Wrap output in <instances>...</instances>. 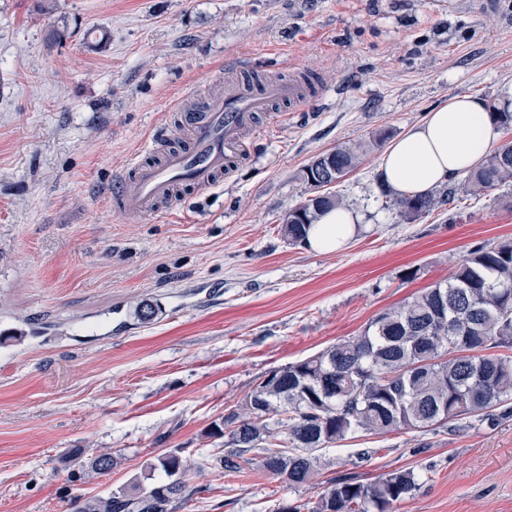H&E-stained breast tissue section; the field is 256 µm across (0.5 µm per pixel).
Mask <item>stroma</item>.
Returning a JSON list of instances; mask_svg holds the SVG:
<instances>
[{
    "label": "stroma",
    "instance_id": "obj_1",
    "mask_svg": "<svg viewBox=\"0 0 512 512\" xmlns=\"http://www.w3.org/2000/svg\"><path fill=\"white\" fill-rule=\"evenodd\" d=\"M230 54L317 74L325 94L262 125L211 195L119 216L102 188L149 131L181 136L185 92L207 95ZM512 88V0H0V512H74L163 449L195 494L174 512H278L321 488L211 462L216 428L265 376L450 278L512 238V185L413 222L380 192L377 161L449 97ZM366 152L334 190L365 216L317 254L281 232L330 149ZM416 278H409L410 270ZM153 319L135 318L142 304ZM122 463L104 475L103 451ZM324 478L398 468L423 485L393 512H512V416L450 429L363 432L323 452Z\"/></svg>",
    "mask_w": 512,
    "mask_h": 512
}]
</instances>
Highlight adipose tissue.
Returning a JSON list of instances; mask_svg holds the SVG:
<instances>
[{"label": "adipose tissue", "mask_w": 512, "mask_h": 512, "mask_svg": "<svg viewBox=\"0 0 512 512\" xmlns=\"http://www.w3.org/2000/svg\"><path fill=\"white\" fill-rule=\"evenodd\" d=\"M499 134L485 100L455 95L395 139L379 157L378 169L395 194H424L479 167ZM363 220L361 212L350 207L328 210L313 224L306 246L319 254L342 250Z\"/></svg>", "instance_id": "adipose-tissue-1"}]
</instances>
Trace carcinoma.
<instances>
[{
	"instance_id": "1",
	"label": "carcinoma",
	"mask_w": 512,
	"mask_h": 512,
	"mask_svg": "<svg viewBox=\"0 0 512 512\" xmlns=\"http://www.w3.org/2000/svg\"><path fill=\"white\" fill-rule=\"evenodd\" d=\"M362 147L345 145L315 157L306 179L316 194L288 210L281 231L300 244L319 213L340 206L339 194L319 184V172L340 176L358 167ZM512 183V142L494 150L466 177L467 191L481 196ZM443 203L434 192L399 196L392 205L413 221ZM512 240L479 247L463 258L446 282L436 283L376 318L355 339L275 370L224 414V471L252 467L288 486L315 481L320 451L358 432L455 427L479 412L512 403ZM118 465L112 453L89 462L96 474ZM150 471L164 479L111 495L87 498L77 512H171L172 504L200 493L181 480L178 450L154 457ZM422 485L413 468L393 470L364 483L350 474L331 478L315 503L296 501L290 512H392Z\"/></svg>"
}]
</instances>
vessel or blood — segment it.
<instances>
[{
    "instance_id": "vessel-or-blood-1",
    "label": "vessel or blood",
    "mask_w": 512,
    "mask_h": 512,
    "mask_svg": "<svg viewBox=\"0 0 512 512\" xmlns=\"http://www.w3.org/2000/svg\"><path fill=\"white\" fill-rule=\"evenodd\" d=\"M322 95L311 78L284 79L248 58L229 55L222 93L201 99L185 94L176 100L183 143L161 149L154 161L134 157L130 173L113 178L108 188L112 210L122 216L159 213L173 205L178 187L212 191L249 156L248 137L262 113L278 104L298 108Z\"/></svg>"
}]
</instances>
